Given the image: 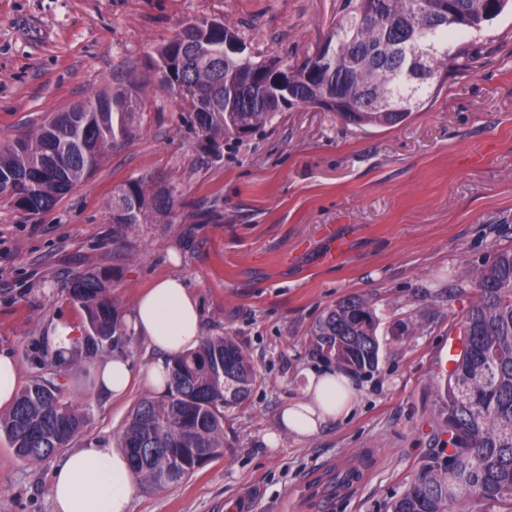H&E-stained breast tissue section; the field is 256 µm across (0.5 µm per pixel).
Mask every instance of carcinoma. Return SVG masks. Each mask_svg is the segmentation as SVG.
Wrapping results in <instances>:
<instances>
[{
  "label": "carcinoma",
  "instance_id": "carcinoma-1",
  "mask_svg": "<svg viewBox=\"0 0 512 512\" xmlns=\"http://www.w3.org/2000/svg\"><path fill=\"white\" fill-rule=\"evenodd\" d=\"M424 19L414 0H343L328 37L304 62L284 73L276 58L224 56L223 24L196 18L157 49L151 62L157 84L187 112L198 146L217 157L224 142L240 141L277 119L274 85L288 75L293 107L332 112L359 128L393 127L419 111L432 91L469 69L473 56L459 41L489 25L512 0H425ZM207 48L178 59L183 38ZM417 46L428 78L409 79L403 47ZM140 88L98 93L0 146V191L16 189L11 205L34 218L54 207L136 129ZM173 191L150 188L144 178L112 190L107 214L122 234L150 217L172 215ZM476 297L458 326L460 352L447 375H434L440 447L423 461L389 512H512V246L497 249L472 268ZM69 298L84 321L76 348L93 357L128 335L112 300V272L86 270L69 279ZM316 355L361 374L378 364L376 316L360 297L327 307L309 339ZM36 376L0 413V433L20 459L39 460L81 435L86 414L67 397L70 362L42 349ZM167 390L141 398L130 411L119 447L145 487L162 489L191 475L205 453L224 447V414L240 407L259 384L249 358L231 336H207L199 348L172 357Z\"/></svg>",
  "mask_w": 512,
  "mask_h": 512
}]
</instances>
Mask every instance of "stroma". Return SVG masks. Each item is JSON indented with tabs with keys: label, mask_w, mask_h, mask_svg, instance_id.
I'll return each instance as SVG.
<instances>
[{
	"label": "stroma",
	"mask_w": 512,
	"mask_h": 512,
	"mask_svg": "<svg viewBox=\"0 0 512 512\" xmlns=\"http://www.w3.org/2000/svg\"><path fill=\"white\" fill-rule=\"evenodd\" d=\"M342 0H0V145L94 94L141 84L139 126L64 199L31 219L0 198V351L21 384L40 373L57 324L81 328L65 286L112 271L129 315L138 295L180 278L202 333L235 337L263 382L224 422V446L189 478L137 489L131 512H300L304 481L334 461L365 462L331 512H386L434 446L432 356L455 338L475 297L468 269L512 244V10L470 35L473 66L393 127L360 129L297 108L251 138L204 153L175 97L150 81L148 58L185 22H222L253 55L300 65L325 41ZM140 177L173 188L168 224L116 235L106 203ZM366 299L378 317L379 364L352 376L351 412L312 435L284 429L308 373L326 359L310 334L329 305ZM413 330L393 336L391 326ZM135 372L121 399L97 390L95 359H75L68 396L87 422L72 448L117 445L152 389L156 351L129 334L118 349ZM62 453L27 462L0 435V512H53Z\"/></svg>",
	"instance_id": "35a3bbf8"
}]
</instances>
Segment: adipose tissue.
I'll use <instances>...</instances> for the list:
<instances>
[{"instance_id":"obj_1","label":"adipose tissue","mask_w":512,"mask_h":512,"mask_svg":"<svg viewBox=\"0 0 512 512\" xmlns=\"http://www.w3.org/2000/svg\"><path fill=\"white\" fill-rule=\"evenodd\" d=\"M129 321L136 334L163 352V359L147 368L146 379L153 389L164 390L167 357L195 350L202 340L197 302L181 279L168 277L139 298ZM351 393L350 381L340 372L309 375L305 399L285 409L282 425L301 435L316 433L328 420L343 415ZM135 490V474L124 450L97 441L69 453L53 473L55 512H130Z\"/></svg>"}]
</instances>
